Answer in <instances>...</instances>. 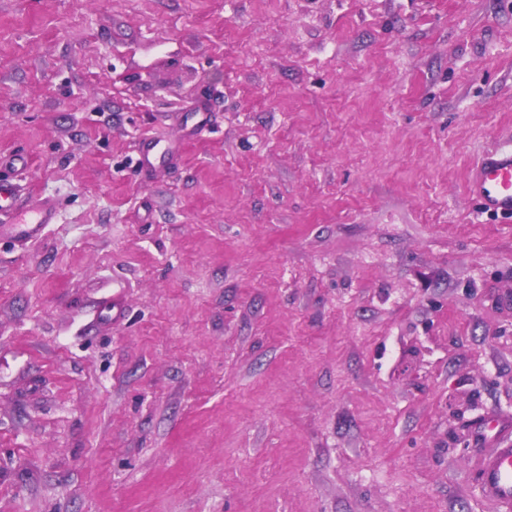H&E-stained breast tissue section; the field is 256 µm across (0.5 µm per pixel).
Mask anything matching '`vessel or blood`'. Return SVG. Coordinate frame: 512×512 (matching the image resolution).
Masks as SVG:
<instances>
[{"instance_id":"vessel-or-blood-1","label":"vessel or blood","mask_w":512,"mask_h":512,"mask_svg":"<svg viewBox=\"0 0 512 512\" xmlns=\"http://www.w3.org/2000/svg\"><path fill=\"white\" fill-rule=\"evenodd\" d=\"M158 146V141L150 138L141 142L139 170L156 171L163 160ZM25 164L21 155L0 160V237L21 247L39 241L56 217L54 204L47 200L19 205L20 186L3 172ZM468 191L481 210L512 218L511 146L495 147L484 154L470 178ZM472 439L485 448L478 467L482 495L497 503L502 512H512V419L487 416L474 424Z\"/></svg>"}]
</instances>
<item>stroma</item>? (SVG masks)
<instances>
[{"instance_id":"obj_1","label":"stroma","mask_w":512,"mask_h":512,"mask_svg":"<svg viewBox=\"0 0 512 512\" xmlns=\"http://www.w3.org/2000/svg\"><path fill=\"white\" fill-rule=\"evenodd\" d=\"M509 145L512 0H0V512H499ZM159 143L150 138H145L138 150L137 167L140 171L153 172L163 160V154L159 153ZM470 196L485 212L512 218V147L487 151L468 185ZM20 191L15 179L0 177V237L23 247L44 236L48 224L54 223L56 207L49 200L21 207ZM472 439L491 447L479 460L482 495L505 512L512 510V419L490 415L473 425Z\"/></svg>"}]
</instances>
